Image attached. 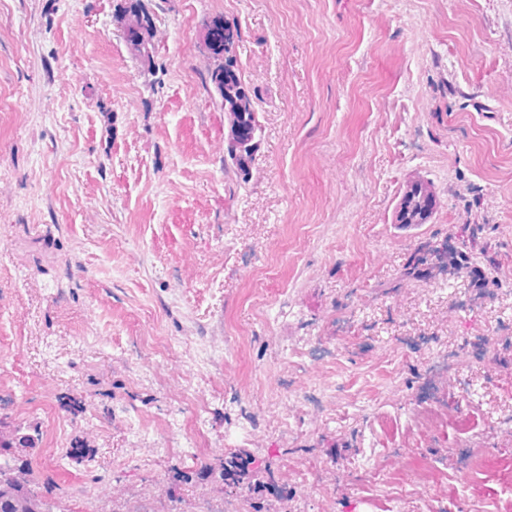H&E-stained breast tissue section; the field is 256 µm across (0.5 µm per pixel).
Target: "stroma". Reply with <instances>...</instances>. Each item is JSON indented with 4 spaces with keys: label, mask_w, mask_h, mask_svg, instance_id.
<instances>
[{
    "label": "stroma",
    "mask_w": 512,
    "mask_h": 512,
    "mask_svg": "<svg viewBox=\"0 0 512 512\" xmlns=\"http://www.w3.org/2000/svg\"><path fill=\"white\" fill-rule=\"evenodd\" d=\"M145 2L149 62L114 0H0V397L41 428L33 480L61 512H198L222 486L174 472L246 448L288 493L249 512H512V348L479 345L512 337V0ZM216 15L262 126L245 182ZM416 180L437 207L406 235ZM468 224L495 284L403 280ZM209 31L206 44L205 83L216 102L224 110L227 123L226 140L234 137L237 152L226 151L224 171L242 181L250 177L254 152L259 142L261 125L253 96L242 78L236 48L240 41L239 27L234 20L214 16L203 23ZM219 34L213 39L211 35ZM436 207V197L425 182H412L406 186L393 213L392 222L405 232L428 223Z\"/></svg>",
    "instance_id": "1"
}]
</instances>
